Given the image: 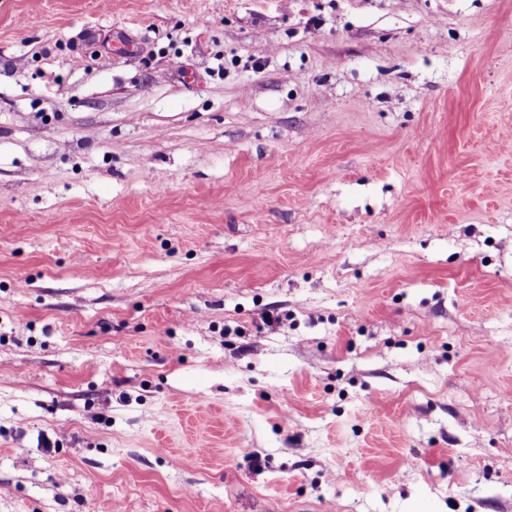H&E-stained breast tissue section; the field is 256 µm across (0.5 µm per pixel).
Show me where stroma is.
Masks as SVG:
<instances>
[{"instance_id":"obj_1","label":"stroma","mask_w":512,"mask_h":512,"mask_svg":"<svg viewBox=\"0 0 512 512\" xmlns=\"http://www.w3.org/2000/svg\"><path fill=\"white\" fill-rule=\"evenodd\" d=\"M0 512H512V0H0Z\"/></svg>"}]
</instances>
